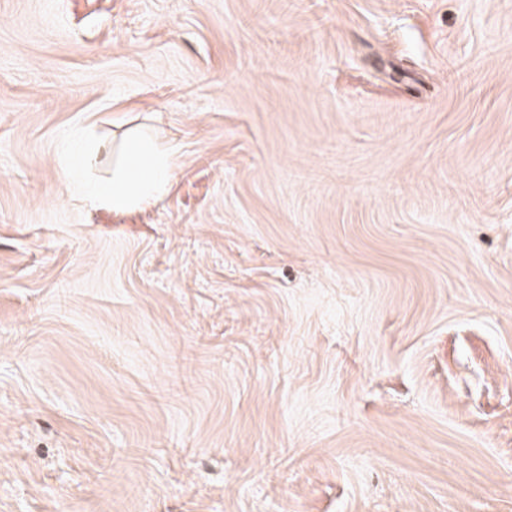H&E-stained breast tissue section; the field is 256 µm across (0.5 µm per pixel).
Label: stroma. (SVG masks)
Segmentation results:
<instances>
[{
    "label": "stroma",
    "instance_id": "35a3bbf8",
    "mask_svg": "<svg viewBox=\"0 0 512 512\" xmlns=\"http://www.w3.org/2000/svg\"><path fill=\"white\" fill-rule=\"evenodd\" d=\"M0 512H512V0H0ZM122 151L125 165L117 174L112 173V185L87 191L85 200L88 204L105 206L120 213L166 192L175 156L172 147L137 136L126 140Z\"/></svg>",
    "mask_w": 512,
    "mask_h": 512
}]
</instances>
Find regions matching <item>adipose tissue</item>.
I'll return each instance as SVG.
<instances>
[{
	"instance_id": "1",
	"label": "adipose tissue",
	"mask_w": 512,
	"mask_h": 512,
	"mask_svg": "<svg viewBox=\"0 0 512 512\" xmlns=\"http://www.w3.org/2000/svg\"><path fill=\"white\" fill-rule=\"evenodd\" d=\"M175 152L172 147L145 137H133L123 145L124 165L108 186L88 190L85 200L120 213L144 200L164 194Z\"/></svg>"
}]
</instances>
